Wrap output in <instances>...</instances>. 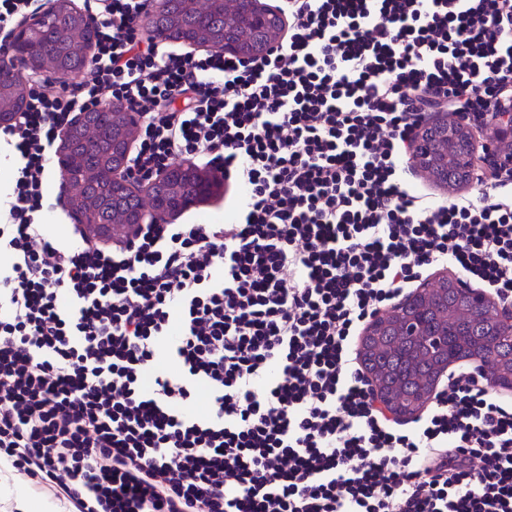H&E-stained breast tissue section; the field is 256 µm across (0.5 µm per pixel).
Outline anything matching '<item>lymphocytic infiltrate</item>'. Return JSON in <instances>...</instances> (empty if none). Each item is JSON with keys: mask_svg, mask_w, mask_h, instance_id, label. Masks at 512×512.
I'll return each instance as SVG.
<instances>
[{"mask_svg": "<svg viewBox=\"0 0 512 512\" xmlns=\"http://www.w3.org/2000/svg\"><path fill=\"white\" fill-rule=\"evenodd\" d=\"M146 7L110 0L96 80L0 131V459L70 512H512V401L462 371L403 430L355 352L433 266L512 304V159L481 139L475 198L405 180L430 113L512 102V0H288L249 62L143 37ZM104 99L144 112L129 178L194 156L233 217L49 237L59 130Z\"/></svg>", "mask_w": 512, "mask_h": 512, "instance_id": "lymphocytic-infiltrate-1", "label": "lymphocytic infiltrate"}]
</instances>
